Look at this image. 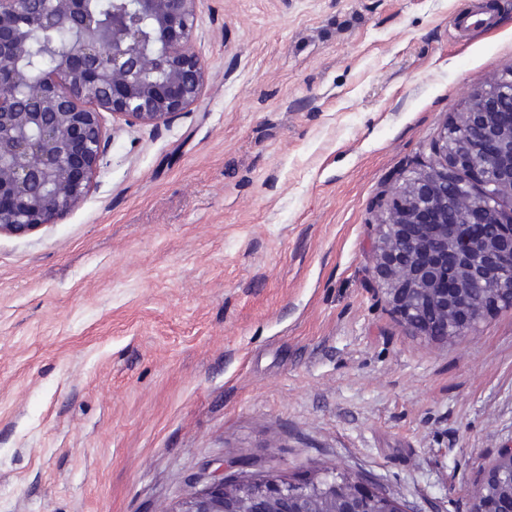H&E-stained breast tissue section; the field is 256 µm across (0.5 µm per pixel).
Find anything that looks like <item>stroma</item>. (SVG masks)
<instances>
[{
	"label": "stroma",
	"mask_w": 512,
	"mask_h": 512,
	"mask_svg": "<svg viewBox=\"0 0 512 512\" xmlns=\"http://www.w3.org/2000/svg\"><path fill=\"white\" fill-rule=\"evenodd\" d=\"M478 4L495 28L457 39ZM191 49L197 103L104 114L89 194L0 234V512H172L215 460L470 512L512 447V306L412 335L373 247L512 70V0H199Z\"/></svg>",
	"instance_id": "1"
}]
</instances>
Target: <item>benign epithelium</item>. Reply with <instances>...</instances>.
<instances>
[{
  "mask_svg": "<svg viewBox=\"0 0 512 512\" xmlns=\"http://www.w3.org/2000/svg\"><path fill=\"white\" fill-rule=\"evenodd\" d=\"M197 0H112L102 20L88 0H0V233H25L71 211L91 190L104 154L101 114L156 125L201 98L206 75L190 51ZM65 25L75 40L33 74L20 62L41 33ZM436 166L391 197L375 242V273L413 333L446 340L474 332L499 303L512 305V231L488 241L490 224H512L448 183L472 167L512 200V91L479 92L475 106L432 144ZM477 284L496 296L471 310ZM387 493L335 470L290 480L273 474L234 484L214 470L173 512H372Z\"/></svg>",
  "mask_w": 512,
  "mask_h": 512,
  "instance_id": "obj_1",
  "label": "benign epithelium"
}]
</instances>
